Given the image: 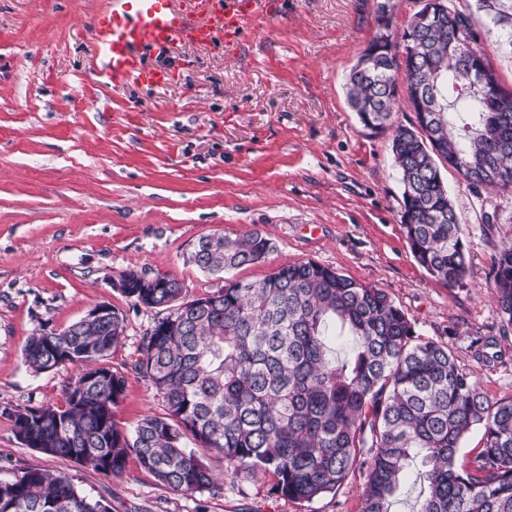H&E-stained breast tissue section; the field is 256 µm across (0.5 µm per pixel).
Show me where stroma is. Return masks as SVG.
<instances>
[{
  "label": "stroma",
  "mask_w": 512,
  "mask_h": 512,
  "mask_svg": "<svg viewBox=\"0 0 512 512\" xmlns=\"http://www.w3.org/2000/svg\"><path fill=\"white\" fill-rule=\"evenodd\" d=\"M104 2L0 0V481L40 467L112 512H361L360 470L306 503L273 494L271 475L228 470L210 454L219 491L186 495L133 457L106 477L22 445L11 412L63 405L76 374H31L25 342L105 302L126 316L107 359L123 368L159 313L134 307L113 278L167 274L187 298L203 296L218 280L190 261L192 243L259 230L273 249L235 278L260 281L310 260L385 289L419 337L450 343L489 397L510 398L512 333L501 331L489 283L493 256L512 242V188L477 191L445 172L468 257L464 284L446 287L416 263L399 223L389 135L368 134L346 99L378 0H283L276 19L238 45L177 47L167 86L122 89L90 74V21ZM477 336L493 337L496 361L476 357ZM162 411L154 389L129 375L119 427L133 432Z\"/></svg>",
  "instance_id": "obj_1"
}]
</instances>
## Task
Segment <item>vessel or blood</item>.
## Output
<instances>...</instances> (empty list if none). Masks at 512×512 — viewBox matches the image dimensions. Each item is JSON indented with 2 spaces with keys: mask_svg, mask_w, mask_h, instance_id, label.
I'll return each instance as SVG.
<instances>
[{
  "mask_svg": "<svg viewBox=\"0 0 512 512\" xmlns=\"http://www.w3.org/2000/svg\"><path fill=\"white\" fill-rule=\"evenodd\" d=\"M280 6L281 0H106L90 25L92 76L115 88L143 81L163 86L167 68L149 69L147 59L171 58L180 45L238 44Z\"/></svg>",
  "mask_w": 512,
  "mask_h": 512,
  "instance_id": "1",
  "label": "vessel or blood"
}]
</instances>
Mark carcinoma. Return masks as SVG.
I'll list each match as a JSON object with an SVG mask.
<instances>
[{"label": "carcinoma", "instance_id": "obj_1", "mask_svg": "<svg viewBox=\"0 0 512 512\" xmlns=\"http://www.w3.org/2000/svg\"><path fill=\"white\" fill-rule=\"evenodd\" d=\"M377 27L351 66L346 97L362 128L390 133L402 185L399 222L415 261L449 288L468 270L461 219L442 168L472 188L512 187V89L488 67L485 46L512 57V0H453L418 9L402 31ZM405 81L414 120H392ZM194 264L220 275L267 258L261 232L200 237ZM166 288H124L155 321L125 371L98 367L117 347L126 317L38 329L23 361L34 374L78 367L61 407L11 414L22 444L112 477L129 457L184 494L218 488L205 454L238 470L271 473L273 491L311 503L366 470L361 512H394L415 468L423 488L412 512H512V398L490 399L449 344L417 336L382 288L313 261L264 280L226 276L224 287L187 299ZM490 288L503 332L512 330V244L492 259ZM148 382L164 412L134 433L115 420L126 375ZM482 431L473 465H459L465 437ZM192 437L196 447L183 439ZM0 512H110L72 479L28 468L0 481Z\"/></svg>", "mask_w": 512, "mask_h": 512}]
</instances>
